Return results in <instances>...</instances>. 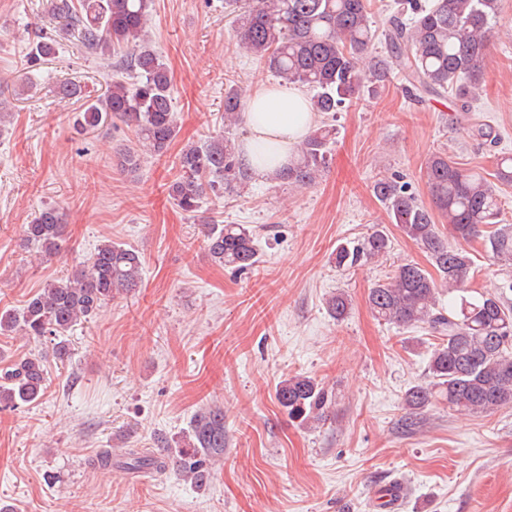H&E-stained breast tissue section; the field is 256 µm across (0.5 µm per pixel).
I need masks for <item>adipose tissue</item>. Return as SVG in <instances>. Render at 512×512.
<instances>
[{
  "instance_id": "1",
  "label": "adipose tissue",
  "mask_w": 512,
  "mask_h": 512,
  "mask_svg": "<svg viewBox=\"0 0 512 512\" xmlns=\"http://www.w3.org/2000/svg\"><path fill=\"white\" fill-rule=\"evenodd\" d=\"M243 119L248 135L238 147V160L264 180L293 158L296 145L315 126L317 114L297 88L273 83L252 92Z\"/></svg>"
}]
</instances>
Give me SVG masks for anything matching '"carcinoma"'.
I'll return each mask as SVG.
<instances>
[{"instance_id": "cac0c4a2", "label": "carcinoma", "mask_w": 512, "mask_h": 512, "mask_svg": "<svg viewBox=\"0 0 512 512\" xmlns=\"http://www.w3.org/2000/svg\"><path fill=\"white\" fill-rule=\"evenodd\" d=\"M150 5L151 0L54 3V11L77 29L83 48L119 57L120 66L140 78L134 87L113 80L83 112L90 129L114 119L133 129L138 147L121 153L122 166L130 172L140 168L143 152L164 153L179 132L170 71L145 38ZM499 6L500 0H399L398 16L383 33L384 50L375 52L371 0H224L225 12L234 16L237 46L281 82L307 87L321 114L337 111L365 91L377 92L394 69L411 89L428 96L452 90L467 107L489 62L488 30ZM403 13L409 15L406 23L399 20ZM57 50L56 39L43 37L32 46L29 61H41ZM243 111L242 93L235 86L226 88L224 132L180 153L178 175L169 185L180 210L191 213L206 193L218 197L250 181L236 159L234 129ZM333 135L331 125L311 130L278 179L298 188L315 184L329 168ZM423 177L432 195L430 209L395 181L381 179L373 187L389 223L421 246L436 271L433 275L417 263H404L368 293L378 320L406 329L426 327L442 336L430 351L428 380L409 388L404 404L420 412L444 401L459 414L512 407V305L505 300L512 280L495 293L471 295L476 266L462 247L480 239L494 261L512 266V227H498L499 186L512 183V155L496 158L490 179L485 171L434 154ZM441 222L448 232L441 231ZM23 235L43 258L65 249V225L54 207L38 211L24 225ZM203 237L214 262L239 272L256 266L258 251L248 225L205 224ZM389 249L386 230L375 227L352 246L338 245L333 255L336 266L354 268L385 257ZM142 276L139 253L107 240L71 275L46 284L22 309H1L0 335L48 338L54 358L63 363L71 357L68 334L96 317L115 296L140 287ZM445 292L450 294L446 308L440 303ZM325 304L337 321L350 311L343 292L330 295ZM47 383L43 355L31 353L12 362L0 371V410L39 401ZM275 400L291 420L306 426L326 421L332 405L326 386L306 374L281 380ZM223 457L224 407L211 404L197 411L182 436L167 445L166 456L132 451L122 466L134 471L170 468L202 488L212 465Z\"/></svg>"}]
</instances>
